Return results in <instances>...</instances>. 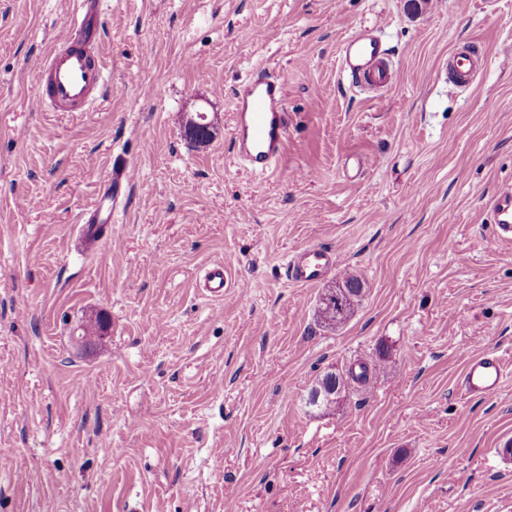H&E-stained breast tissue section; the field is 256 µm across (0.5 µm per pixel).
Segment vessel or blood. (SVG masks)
<instances>
[{
    "instance_id": "vessel-or-blood-1",
    "label": "vessel or blood",
    "mask_w": 512,
    "mask_h": 512,
    "mask_svg": "<svg viewBox=\"0 0 512 512\" xmlns=\"http://www.w3.org/2000/svg\"><path fill=\"white\" fill-rule=\"evenodd\" d=\"M88 0H74L62 35L47 51L37 77L35 105L52 112H86L109 86L107 65L93 48L89 29ZM381 26L362 30L346 38L340 48V71L362 86L384 87L391 79L388 55L381 38ZM486 66V59L473 46L452 51L448 56L451 87L468 85ZM288 139V114L283 82L275 77H256L239 85L235 93V122L232 152L248 170L267 174L275 171ZM135 178L131 167L112 168L104 197L116 200L121 187ZM488 216L496 227L498 240L512 241V184L501 187L488 202ZM336 263L334 250L311 245L287 259L286 275L294 283L311 286L323 280ZM230 286L223 265L209 266L204 274L206 296L223 297ZM512 364L497 355L468 357L461 389L470 397H487L498 391Z\"/></svg>"
}]
</instances>
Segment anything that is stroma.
I'll return each instance as SVG.
<instances>
[{"mask_svg": "<svg viewBox=\"0 0 512 512\" xmlns=\"http://www.w3.org/2000/svg\"><path fill=\"white\" fill-rule=\"evenodd\" d=\"M104 2L111 93L41 112L69 0H0V512H512V380L460 386L467 357L512 361V245L485 211L512 184V0ZM379 20L394 79L373 94L338 49ZM462 41L487 65L452 91ZM264 71L286 82L288 151L258 178L232 160L233 92ZM121 164L125 205L83 251ZM314 244L335 269L289 282ZM215 262L221 299L198 288ZM351 276L360 306L324 326ZM378 354L368 386L309 406ZM336 263V251L319 245L300 249L285 264L287 278L302 286L323 280ZM359 372L351 368L348 378L345 379L340 373L328 372L324 374L317 384L309 392L308 400L312 406H324L326 409L336 403V398L342 391H346L347 380L358 385H366L370 379L371 367L369 363L358 365Z\"/></svg>", "mask_w": 512, "mask_h": 512, "instance_id": "obj_1", "label": "stroma"}]
</instances>
